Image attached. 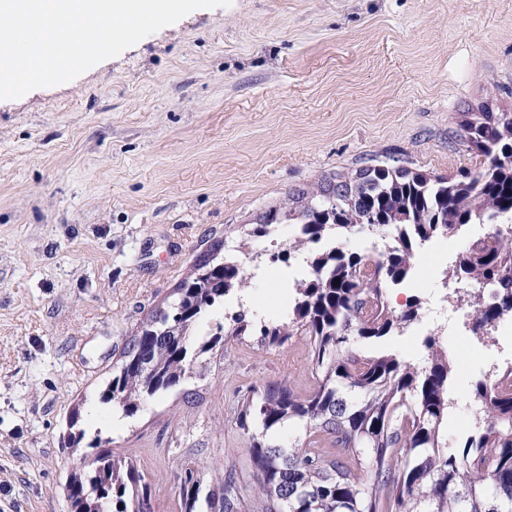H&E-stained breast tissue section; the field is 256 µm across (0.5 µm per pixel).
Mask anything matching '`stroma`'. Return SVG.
<instances>
[{
    "instance_id": "1",
    "label": "stroma",
    "mask_w": 512,
    "mask_h": 512,
    "mask_svg": "<svg viewBox=\"0 0 512 512\" xmlns=\"http://www.w3.org/2000/svg\"><path fill=\"white\" fill-rule=\"evenodd\" d=\"M512 113V0H233L198 9L74 80L0 100V512H70L64 485L111 438L177 510V465L244 462L237 390L310 383L308 341L224 347L204 376L135 416L100 402L140 323L215 244L242 242L289 192L383 161L452 177L480 167L464 113ZM414 257L402 311L436 289L440 256ZM284 270L226 296L276 315ZM454 397L477 356L445 340Z\"/></svg>"
}]
</instances>
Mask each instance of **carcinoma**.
I'll return each instance as SVG.
<instances>
[{
	"instance_id": "1",
	"label": "carcinoma",
	"mask_w": 512,
	"mask_h": 512,
	"mask_svg": "<svg viewBox=\"0 0 512 512\" xmlns=\"http://www.w3.org/2000/svg\"><path fill=\"white\" fill-rule=\"evenodd\" d=\"M463 131L469 149L484 158L474 172L449 179L380 162L361 166L293 192L243 229L247 239L265 238L277 224L294 225V242L279 255L284 262L330 238L338 244L320 254L278 318L242 309L193 336L226 295L248 287L235 254L227 253L207 285L193 274L173 289L182 307L168 313L175 326L168 339L143 335L151 316L130 337L100 394L127 417L191 378L226 342L309 341L305 392L284 379L237 397L246 469L233 463L206 483L199 461L179 463V512H512V364L473 386L487 423L449 442L448 353L429 337L422 364L405 358L392 342L416 320L421 301L396 314L386 300L389 288L413 276L421 245L468 224L512 219V113L476 112ZM360 232L390 233L395 245L367 260L343 248ZM449 272L500 288L493 302L472 301L480 326L512 311V236L495 230L474 239ZM110 444L95 437L85 470L70 476L71 512H153L151 482Z\"/></svg>"
}]
</instances>
